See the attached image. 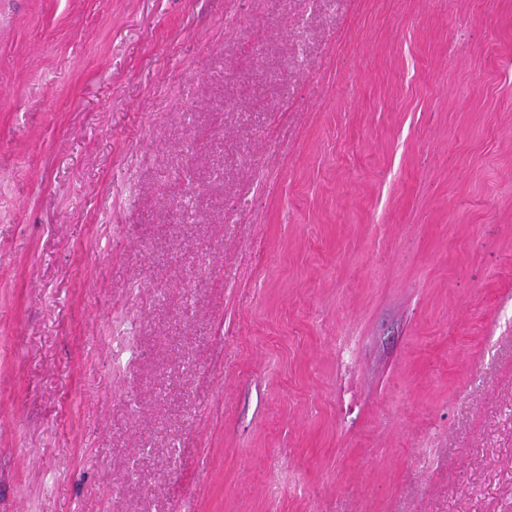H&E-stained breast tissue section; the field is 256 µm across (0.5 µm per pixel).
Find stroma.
<instances>
[{
  "label": "stroma",
  "mask_w": 512,
  "mask_h": 512,
  "mask_svg": "<svg viewBox=\"0 0 512 512\" xmlns=\"http://www.w3.org/2000/svg\"><path fill=\"white\" fill-rule=\"evenodd\" d=\"M512 512V0H0V512Z\"/></svg>",
  "instance_id": "stroma-1"
}]
</instances>
